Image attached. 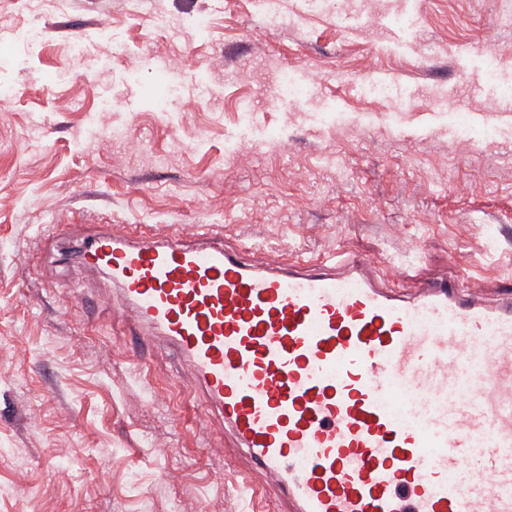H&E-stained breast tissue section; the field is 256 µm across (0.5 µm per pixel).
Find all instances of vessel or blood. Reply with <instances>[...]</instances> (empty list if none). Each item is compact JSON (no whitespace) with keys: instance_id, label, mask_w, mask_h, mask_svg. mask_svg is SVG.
I'll return each instance as SVG.
<instances>
[{"instance_id":"b4317fda","label":"vessel or blood","mask_w":512,"mask_h":512,"mask_svg":"<svg viewBox=\"0 0 512 512\" xmlns=\"http://www.w3.org/2000/svg\"><path fill=\"white\" fill-rule=\"evenodd\" d=\"M82 244L279 512H512V291L445 279L406 300L359 257L301 270L120 228Z\"/></svg>"}]
</instances>
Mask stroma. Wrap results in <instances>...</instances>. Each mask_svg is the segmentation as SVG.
<instances>
[{
    "instance_id": "35a3bbf8",
    "label": "stroma",
    "mask_w": 512,
    "mask_h": 512,
    "mask_svg": "<svg viewBox=\"0 0 512 512\" xmlns=\"http://www.w3.org/2000/svg\"><path fill=\"white\" fill-rule=\"evenodd\" d=\"M31 23L38 45L0 46V512H252L183 362L58 228L357 254L405 296L512 288V0H0Z\"/></svg>"
}]
</instances>
